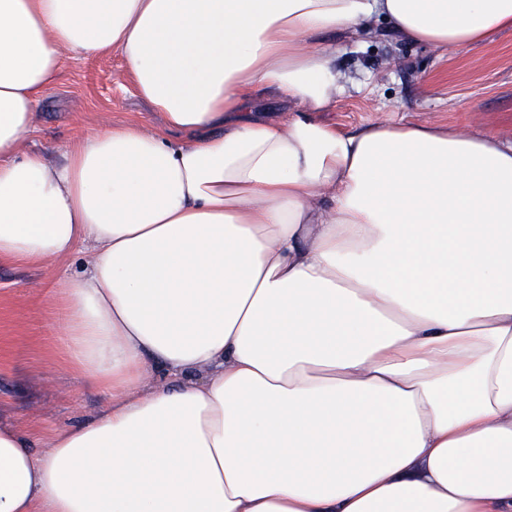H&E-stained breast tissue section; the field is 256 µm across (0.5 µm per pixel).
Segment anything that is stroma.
Wrapping results in <instances>:
<instances>
[{"label":"stroma","instance_id":"1","mask_svg":"<svg viewBox=\"0 0 512 512\" xmlns=\"http://www.w3.org/2000/svg\"><path fill=\"white\" fill-rule=\"evenodd\" d=\"M321 48L346 81L318 118L346 131L372 123L448 124L512 137V32L468 49L442 51L408 42L384 19L347 37L327 32ZM138 123L155 127L157 113L135 95L119 53L71 60L40 104L30 142L47 154L78 134ZM20 267L0 261V420L47 433L90 418L101 398L73 370L61 330L59 282L79 272Z\"/></svg>","mask_w":512,"mask_h":512}]
</instances>
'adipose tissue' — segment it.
<instances>
[{
	"label": "adipose tissue",
	"instance_id": "ef3b65f1",
	"mask_svg": "<svg viewBox=\"0 0 512 512\" xmlns=\"http://www.w3.org/2000/svg\"><path fill=\"white\" fill-rule=\"evenodd\" d=\"M375 16L461 49L512 0H0V260L83 254L65 349L105 398L0 423V512H512V139L316 120L318 36ZM113 49L161 130L31 147Z\"/></svg>",
	"mask_w": 512,
	"mask_h": 512
}]
</instances>
